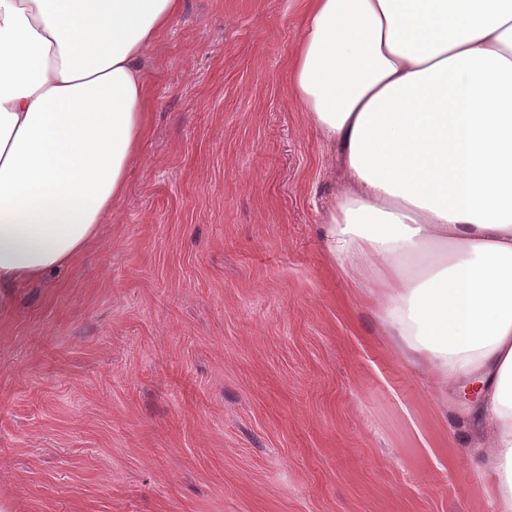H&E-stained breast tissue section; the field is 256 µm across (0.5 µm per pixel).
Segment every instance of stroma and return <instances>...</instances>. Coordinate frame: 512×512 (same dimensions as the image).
<instances>
[{
  "mask_svg": "<svg viewBox=\"0 0 512 512\" xmlns=\"http://www.w3.org/2000/svg\"><path fill=\"white\" fill-rule=\"evenodd\" d=\"M302 0H182L124 196L0 308V512H490L467 409L321 236Z\"/></svg>",
  "mask_w": 512,
  "mask_h": 512,
  "instance_id": "stroma-1",
  "label": "stroma"
}]
</instances>
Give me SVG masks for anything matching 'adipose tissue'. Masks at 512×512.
I'll return each mask as SVG.
<instances>
[{
  "label": "adipose tissue",
  "instance_id": "adipose-tissue-1",
  "mask_svg": "<svg viewBox=\"0 0 512 512\" xmlns=\"http://www.w3.org/2000/svg\"><path fill=\"white\" fill-rule=\"evenodd\" d=\"M180 0H0V305L122 196L141 61ZM290 83L348 172L322 234L386 335L446 381L512 512V0H306Z\"/></svg>",
  "mask_w": 512,
  "mask_h": 512
}]
</instances>
